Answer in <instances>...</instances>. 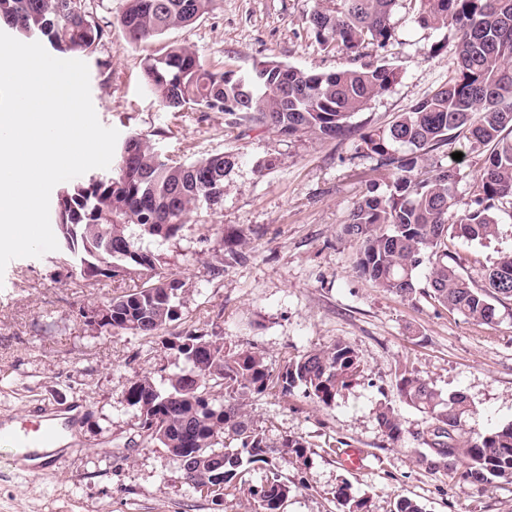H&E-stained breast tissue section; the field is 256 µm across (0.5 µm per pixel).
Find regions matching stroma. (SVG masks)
Returning <instances> with one entry per match:
<instances>
[{
    "label": "stroma",
    "mask_w": 512,
    "mask_h": 512,
    "mask_svg": "<svg viewBox=\"0 0 512 512\" xmlns=\"http://www.w3.org/2000/svg\"><path fill=\"white\" fill-rule=\"evenodd\" d=\"M316 0H215L194 24L129 47L120 28L88 56L92 103L100 123L121 136L139 134L165 154L198 158L230 153L224 198L207 222L189 223L179 238L158 246L166 269L183 281L180 318L166 335L108 334L86 325L82 311L104 305L125 282L102 280L81 288L56 252L17 258L0 275V427H20L36 413L78 410L73 439L56 452L55 467L37 472L20 464L13 444L0 441V512H255L244 488L227 490L221 509L189 488L179 461L147 444L140 414L124 395L132 379L162 383L178 360L165 337L217 323L230 349L263 354L269 366L334 341L358 354V381L326 408L302 390L252 396L246 410L271 441L304 438L307 467L280 463L291 492L282 512H340L333 492L350 481L368 500V512H393L399 497L425 512H512V484L463 486L425 459L424 414L396 390L401 367L420 373L436 390L464 392L476 413L464 431L512 424V301L496 320L478 325L448 311L418 290L403 299L359 275L355 242L342 226L373 184L393 171L359 147L355 137L285 138L253 126H228L221 112L164 110L142 79L146 57L170 44L196 50L210 67L250 72L256 60L323 72L350 65L347 56L322 51L306 17ZM417 0H397L387 47L364 55L391 65L395 85L374 97L352 122L384 128L446 83L456 64L453 31L416 21ZM275 158L273 168L257 164ZM244 229L249 246L226 255L225 233ZM461 271L473 286L485 271L512 255V207L499 213V233L482 243L451 240ZM387 401L403 436L391 443L375 410ZM358 449L359 467H348L347 449Z\"/></svg>",
    "instance_id": "obj_1"
}]
</instances>
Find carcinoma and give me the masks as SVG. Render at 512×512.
I'll return each mask as SVG.
<instances>
[{
  "instance_id": "cac0c4a2",
  "label": "carcinoma",
  "mask_w": 512,
  "mask_h": 512,
  "mask_svg": "<svg viewBox=\"0 0 512 512\" xmlns=\"http://www.w3.org/2000/svg\"><path fill=\"white\" fill-rule=\"evenodd\" d=\"M214 2L123 0L117 22L126 44L136 47L192 25ZM395 3L316 0L308 29L322 50L356 57L366 44L388 45ZM416 20L454 30L456 67L447 83L385 129L362 130L350 119L398 81L386 64L369 61L316 72L259 59L244 75L226 67L212 70L191 47L172 45L146 60L143 79L159 104L175 114L188 108L222 112L231 116L232 127L259 125L288 138L358 135L364 149L396 172L386 191L364 195L343 225V234L358 244L356 272L409 298L417 291V271L427 264L431 299L489 324L497 304L512 300V256L490 266L478 288L457 268L448 240L481 243L496 236L500 205H512V0H419ZM0 23L23 39L73 56L93 54L108 34L87 0H0ZM460 137L471 150L484 152L485 160L470 184L474 207L450 224L461 169L441 166L423 176L419 162L423 151ZM404 146L408 153L398 154ZM234 162L226 153L178 160L132 134L119 147L110 174L57 192L53 217L61 262L85 281L133 283L84 314L87 323L111 333L155 336L179 319L184 283L142 241L168 242L191 220H204L207 208L224 198V180ZM166 346L184 367L164 385L143 376L125 392L128 404L140 412L146 442L185 464L224 459L218 469L224 490L243 482L252 466L264 464V479L248 487V494L258 512H279L291 489L270 455L276 452L288 464L304 467L309 446L301 437L270 441L248 417L245 400L273 389L288 396L301 388L331 407L362 372L356 352L337 340L288 359L275 372L256 351L224 349V337L214 329L187 331ZM397 392L427 416L424 444L458 482L512 483V424L464 431L462 423L476 413L469 398L462 392L444 397L412 370L399 373ZM376 420L391 443L401 440L402 424L388 402L379 404ZM334 499L341 512H368L366 500L347 481L336 485Z\"/></svg>"
}]
</instances>
